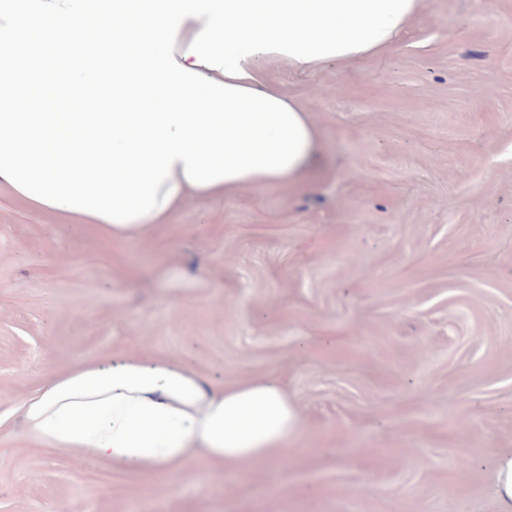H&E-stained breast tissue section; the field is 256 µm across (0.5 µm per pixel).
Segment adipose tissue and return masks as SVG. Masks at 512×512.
I'll use <instances>...</instances> for the list:
<instances>
[{
	"mask_svg": "<svg viewBox=\"0 0 512 512\" xmlns=\"http://www.w3.org/2000/svg\"><path fill=\"white\" fill-rule=\"evenodd\" d=\"M294 113L306 140L286 170L249 173L202 187L185 179L184 164L177 161L170 169L175 193L159 212L125 224L61 207L53 214L63 223L92 224L123 240L166 223L190 193L224 196L248 186L302 182L317 158L321 134L308 112L298 107ZM22 417L26 432L51 447L86 448L157 473L170 470L194 448L223 464L271 459L274 451L286 449L297 425L293 405L274 382L218 387L177 362L130 356L48 376L24 402Z\"/></svg>",
	"mask_w": 512,
	"mask_h": 512,
	"instance_id": "adipose-tissue-1",
	"label": "adipose tissue"
}]
</instances>
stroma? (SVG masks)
<instances>
[{
    "label": "stroma",
    "mask_w": 512,
    "mask_h": 512,
    "mask_svg": "<svg viewBox=\"0 0 512 512\" xmlns=\"http://www.w3.org/2000/svg\"><path fill=\"white\" fill-rule=\"evenodd\" d=\"M302 183L190 196L116 241L0 188V512H499L512 451V0H421L307 74ZM126 355L280 384L273 459L160 478L21 429L45 375ZM495 486L499 512L512 511V453L502 456L497 463Z\"/></svg>",
    "instance_id": "35a3bbf8"
}]
</instances>
